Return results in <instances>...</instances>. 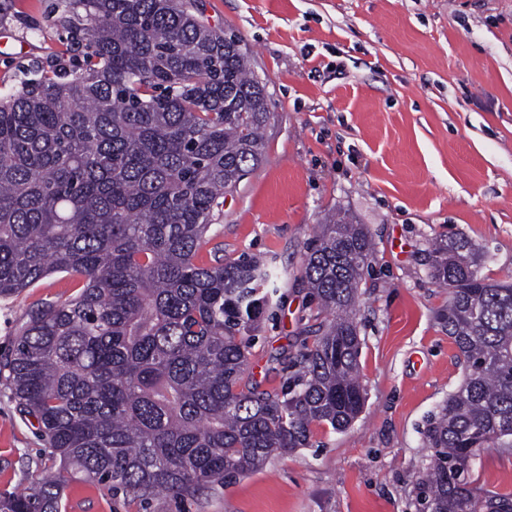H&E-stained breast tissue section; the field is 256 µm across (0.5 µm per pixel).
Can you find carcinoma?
<instances>
[{
  "instance_id": "cac0c4a2",
  "label": "carcinoma",
  "mask_w": 512,
  "mask_h": 512,
  "mask_svg": "<svg viewBox=\"0 0 512 512\" xmlns=\"http://www.w3.org/2000/svg\"><path fill=\"white\" fill-rule=\"evenodd\" d=\"M87 22L71 74L0 99V296L53 272L80 284L36 304L0 361L57 472L0 492V512H60L68 475L143 512L161 494L200 500L224 477L310 446L360 414L355 306L374 255L345 216L318 225L301 270L326 322L279 392L245 377L273 275L259 257L197 263L224 195L264 158L266 85L239 40L182 0H64ZM451 289L440 323L465 376L423 431L425 512H512L471 487L480 452L512 450V283L482 276L465 237L429 252Z\"/></svg>"
}]
</instances>
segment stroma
<instances>
[{
  "mask_svg": "<svg viewBox=\"0 0 512 512\" xmlns=\"http://www.w3.org/2000/svg\"><path fill=\"white\" fill-rule=\"evenodd\" d=\"M238 37L266 82L265 156L211 226L225 256L261 254L282 272L250 350L247 377L281 390L320 321L301 279L306 246L334 212L367 225L374 258L358 291L366 401L346 429L225 478L203 503L169 496L151 512H418L422 432L464 366L438 315L428 269L439 239L465 236L483 276L512 282V0H198ZM62 0H0V97L70 69L83 49ZM69 275L0 296V358L39 301L75 295ZM34 420L0 376V491L57 469ZM476 486L512 492V451L475 459ZM62 512H126L107 485L64 487Z\"/></svg>",
  "mask_w": 512,
  "mask_h": 512,
  "instance_id": "35a3bbf8",
  "label": "stroma"
}]
</instances>
